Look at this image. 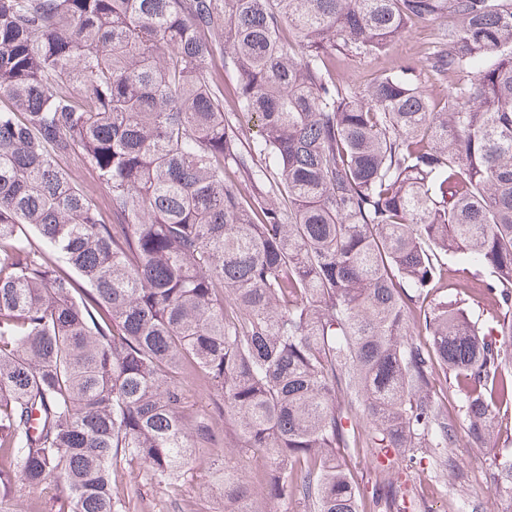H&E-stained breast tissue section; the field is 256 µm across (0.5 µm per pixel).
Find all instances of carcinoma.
Instances as JSON below:
<instances>
[{"mask_svg": "<svg viewBox=\"0 0 512 512\" xmlns=\"http://www.w3.org/2000/svg\"><path fill=\"white\" fill-rule=\"evenodd\" d=\"M432 19L446 97L337 77ZM504 307L512 0H0V512L58 478L59 512H131L119 470L176 487L220 421L257 464L216 467L224 512H379L358 448L404 512L400 465L456 475L448 380L476 445L512 404ZM193 383L189 387L186 399V409L190 414L208 411L210 401L203 391V380L201 375L193 376Z\"/></svg>", "mask_w": 512, "mask_h": 512, "instance_id": "1", "label": "carcinoma"}]
</instances>
